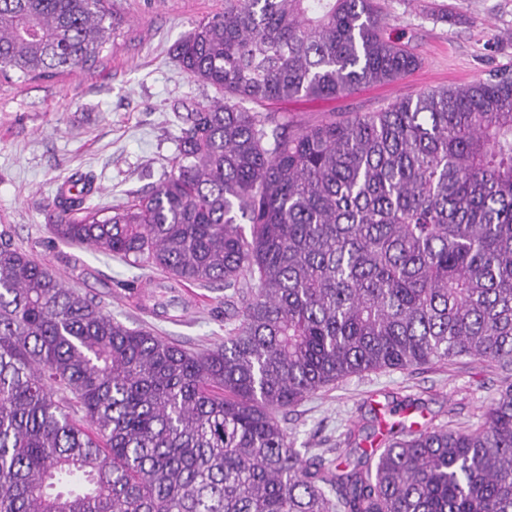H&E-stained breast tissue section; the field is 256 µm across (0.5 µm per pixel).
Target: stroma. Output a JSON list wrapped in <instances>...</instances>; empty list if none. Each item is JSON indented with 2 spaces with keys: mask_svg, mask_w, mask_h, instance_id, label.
I'll list each match as a JSON object with an SVG mask.
<instances>
[{
  "mask_svg": "<svg viewBox=\"0 0 512 512\" xmlns=\"http://www.w3.org/2000/svg\"><path fill=\"white\" fill-rule=\"evenodd\" d=\"M389 31L422 60L406 78L367 86L336 99L265 103L303 123L373 112L424 90L463 86L512 68V0H383ZM123 23L95 63L53 78L0 81V228L70 288L93 297L128 326H151L184 348L202 351L224 341V292L208 287L166 290L149 276L161 306L141 309L126 283L142 270L93 248L52 238L50 203L68 179L87 176L93 206L119 208L148 191L171 169L182 115L210 100L211 87L190 81L173 57L194 24L224 9V0H116ZM500 376L463 358L353 376L280 415L295 448L344 445L355 429L368 443L404 422L396 405L418 399L420 422L458 430L477 424L497 397Z\"/></svg>",
  "mask_w": 512,
  "mask_h": 512,
  "instance_id": "35a3bbf8",
  "label": "stroma"
}]
</instances>
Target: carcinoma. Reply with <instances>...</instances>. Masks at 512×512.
<instances>
[{
	"label": "carcinoma",
	"mask_w": 512,
	"mask_h": 512,
	"mask_svg": "<svg viewBox=\"0 0 512 512\" xmlns=\"http://www.w3.org/2000/svg\"><path fill=\"white\" fill-rule=\"evenodd\" d=\"M119 23L111 0H0V78L93 62ZM174 57L221 96L187 113L170 174L113 210L64 183L49 228L224 286V343L125 325L1 230L0 512H512V69L314 124L242 106L418 68L379 0H224ZM461 358L502 374L467 430L413 422L369 452L350 429L328 459L277 419Z\"/></svg>",
	"instance_id": "cac0c4a2"
}]
</instances>
